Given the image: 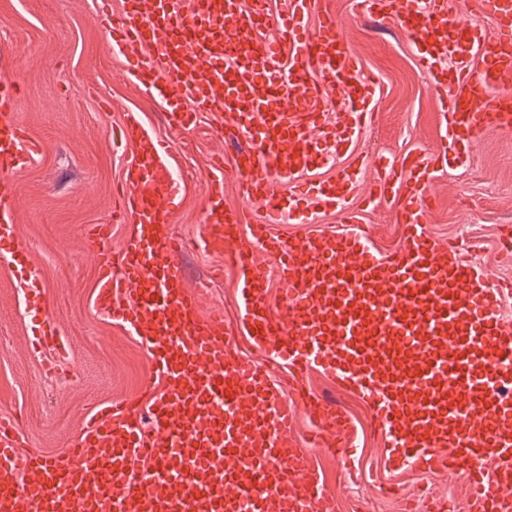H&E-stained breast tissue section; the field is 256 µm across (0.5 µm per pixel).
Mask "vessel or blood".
Wrapping results in <instances>:
<instances>
[{
  "mask_svg": "<svg viewBox=\"0 0 512 512\" xmlns=\"http://www.w3.org/2000/svg\"><path fill=\"white\" fill-rule=\"evenodd\" d=\"M123 4L112 46L152 50L151 62L131 65L130 74L165 100L168 123L188 129L207 112L240 144L233 171L223 156L211 162L198 244L235 270L238 329L258 355L239 357L223 313H202L199 291L184 287V242L157 202L172 156L139 113H127L119 138L134 149L123 193L135 227L116 254L111 225L89 226L93 307L138 339L154 374L143 397L89 414L79 436L50 458L21 456L22 428L1 414L0 512H333L324 476L292 436L301 410L318 425L316 446L352 445L343 414L302 383L316 367L367 403L390 467L448 469L468 484L473 512H512V331L498 320L512 284L427 229L432 178L459 154L407 156L401 180L379 171L378 195L403 201L399 250L378 249L352 214L337 229L275 234V224H309L344 208L358 179L357 169L342 170L335 183L309 186L302 205L275 190L276 177L322 165L328 145L352 143L376 96L331 17L306 29L318 0H287L274 19L263 0ZM364 5L423 43V71L442 91L450 145L512 129V91L499 83L512 73V0H465L456 12L447 0ZM471 12L495 20V38L468 21ZM270 23L278 39L255 38ZM475 53L482 66L472 64ZM19 93L0 74L1 245L16 239L12 181L42 151L14 118ZM338 97L343 109L329 117ZM229 174L245 199L264 203V219L251 223L246 212L225 209ZM264 253L277 259L285 288L278 315ZM19 281L27 304L41 307L40 279L26 270ZM38 343L56 359L66 350L49 318ZM276 366L295 379L291 393L272 385Z\"/></svg>",
  "mask_w": 512,
  "mask_h": 512,
  "instance_id": "vessel-or-blood-1",
  "label": "vessel or blood"
}]
</instances>
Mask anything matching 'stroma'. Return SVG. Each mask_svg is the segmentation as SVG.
I'll return each mask as SVG.
<instances>
[{
    "label": "stroma",
    "mask_w": 512,
    "mask_h": 512,
    "mask_svg": "<svg viewBox=\"0 0 512 512\" xmlns=\"http://www.w3.org/2000/svg\"><path fill=\"white\" fill-rule=\"evenodd\" d=\"M121 2L0 0V72L20 85L17 122L43 144L14 180L17 237L25 263L44 285V310L71 347L59 371H45L46 357L32 345L35 315L24 302L10 250L0 249V413L21 415L26 451L49 457L62 451L84 417L103 403L138 396L152 371L136 338L92 305L97 272L88 226L111 225L116 252L133 231L130 221L117 219L116 188L132 148L113 145L112 129L125 113H141L174 155L176 187L167 206L171 232L192 243L181 258L185 287L203 289V311H223L233 344L242 354L253 352L235 332V275L220 272L219 255L194 245L207 200L209 160L220 152L232 161L236 147L218 135L206 115L192 129H171L165 101L129 77V56L113 51L109 23L120 17ZM323 6L377 86L375 118L351 146L329 148L326 164L304 179H334L358 154L398 164L413 153L447 150L441 97L421 71L415 40L391 21L365 14L361 0H324ZM371 177L368 171L359 174L346 205L358 212L378 247L397 249L400 208L392 200L370 198ZM431 190L430 233L457 241L493 279L512 281V255L502 249L512 231V132L482 135L464 164L434 176ZM305 383L359 430L354 456L310 451L337 512H400L401 504L427 497L447 501L452 512H467L463 484L447 472L424 473L409 465L389 469L388 451L367 425L364 400L337 388L321 371L311 372Z\"/></svg>",
    "instance_id": "1"
}]
</instances>
